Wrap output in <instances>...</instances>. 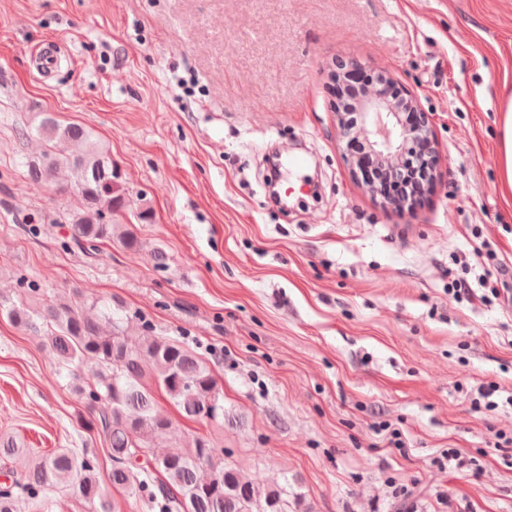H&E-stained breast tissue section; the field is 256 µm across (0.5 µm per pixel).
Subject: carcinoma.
Returning a JSON list of instances; mask_svg holds the SVG:
<instances>
[{"instance_id":"obj_1","label":"carcinoma","mask_w":512,"mask_h":512,"mask_svg":"<svg viewBox=\"0 0 512 512\" xmlns=\"http://www.w3.org/2000/svg\"><path fill=\"white\" fill-rule=\"evenodd\" d=\"M39 133L49 142H80L84 149L61 157L46 152L28 165L35 181L60 194L76 193L81 208L70 218V239L94 253L103 243L118 240L135 251L134 231L112 223L127 204L116 181L111 156L78 124H59L47 116ZM24 328L44 330V345L58 372L89 368L94 382L80 390L89 417L83 425L100 431L109 442L111 484L138 497L151 512H288V491L280 485L259 490L239 470L224 462V449L197 435L181 452L154 453L157 438L173 433V423L158 407L161 390L186 418L224 424V391L207 362L174 340L153 338L133 344L106 332L89 316L83 303L55 300L41 310L24 304L8 312ZM24 452L10 436L0 437V460ZM144 461H138V457ZM163 474L152 482L151 470ZM59 485L73 486L97 512H111L108 490L97 478L95 459L69 448L37 456L27 472L0 487V512H19L18 503L45 497Z\"/></svg>"}]
</instances>
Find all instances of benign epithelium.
<instances>
[{
  "instance_id": "7a95c632",
  "label": "benign epithelium",
  "mask_w": 512,
  "mask_h": 512,
  "mask_svg": "<svg viewBox=\"0 0 512 512\" xmlns=\"http://www.w3.org/2000/svg\"><path fill=\"white\" fill-rule=\"evenodd\" d=\"M360 67L356 59L341 60L330 74L336 86V132L340 138L351 136L346 119L347 77ZM393 88L392 78L384 71L379 72L377 85L358 101L357 133L366 141L371 153L390 167L404 158L409 143L421 146L420 164L427 173L428 185L432 186L440 177V158L429 118L420 111L413 96L397 99L392 94ZM406 110L417 113V123L411 129L404 127L400 120V113Z\"/></svg>"
}]
</instances>
